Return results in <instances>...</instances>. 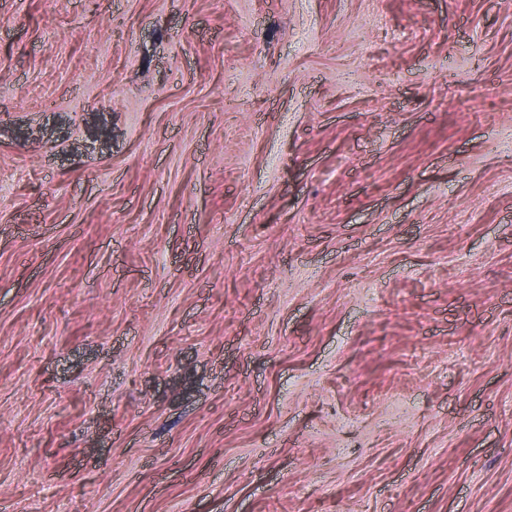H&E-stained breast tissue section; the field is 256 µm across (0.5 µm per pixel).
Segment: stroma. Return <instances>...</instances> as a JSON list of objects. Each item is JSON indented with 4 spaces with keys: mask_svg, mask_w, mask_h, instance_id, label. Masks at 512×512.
Instances as JSON below:
<instances>
[{
    "mask_svg": "<svg viewBox=\"0 0 512 512\" xmlns=\"http://www.w3.org/2000/svg\"><path fill=\"white\" fill-rule=\"evenodd\" d=\"M0 512H512V7L0 0Z\"/></svg>",
    "mask_w": 512,
    "mask_h": 512,
    "instance_id": "35a3bbf8",
    "label": "stroma"
}]
</instances>
